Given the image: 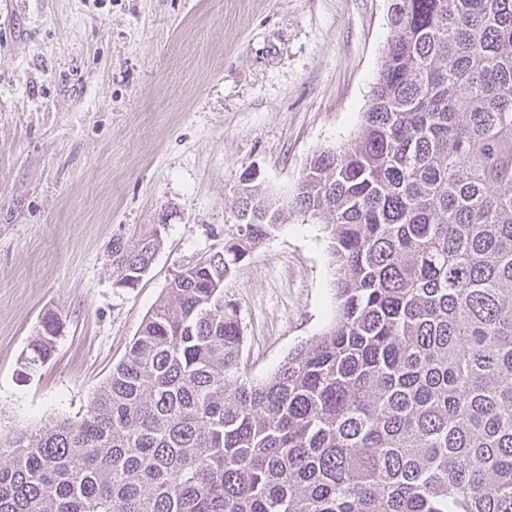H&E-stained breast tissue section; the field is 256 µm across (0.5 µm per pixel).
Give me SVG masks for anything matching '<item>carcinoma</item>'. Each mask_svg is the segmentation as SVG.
Returning <instances> with one entry per match:
<instances>
[{"label": "carcinoma", "instance_id": "obj_1", "mask_svg": "<svg viewBox=\"0 0 512 512\" xmlns=\"http://www.w3.org/2000/svg\"><path fill=\"white\" fill-rule=\"evenodd\" d=\"M389 24L357 134L294 196L328 219L335 319L255 380L217 267L184 266L86 413L0 439V512H512V0ZM238 208L225 276L284 221L250 172ZM161 228L112 241L116 276Z\"/></svg>", "mask_w": 512, "mask_h": 512}]
</instances>
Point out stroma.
Listing matches in <instances>:
<instances>
[{
	"instance_id": "1",
	"label": "stroma",
	"mask_w": 512,
	"mask_h": 512,
	"mask_svg": "<svg viewBox=\"0 0 512 512\" xmlns=\"http://www.w3.org/2000/svg\"><path fill=\"white\" fill-rule=\"evenodd\" d=\"M390 0H0V434L85 413L172 276L233 230L244 170L291 202L357 133ZM164 225L135 288L110 244ZM326 221L298 211L224 281L255 378L336 313ZM52 357L21 356L44 314ZM41 323L37 336L29 343L28 349L21 359L23 371L27 375L45 364L54 352L59 324L58 317L53 313H48Z\"/></svg>"
}]
</instances>
